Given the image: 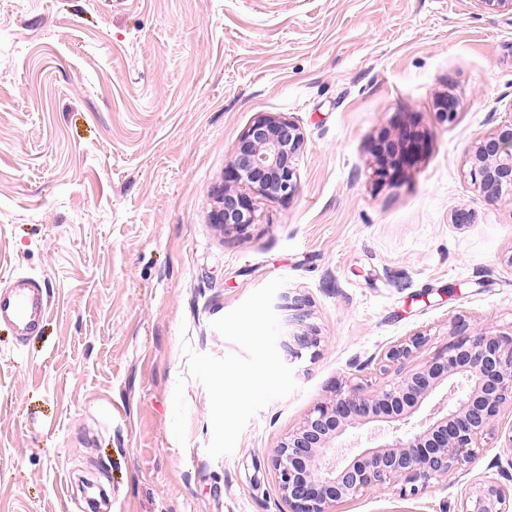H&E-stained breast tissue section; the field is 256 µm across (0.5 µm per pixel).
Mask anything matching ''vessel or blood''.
<instances>
[{
  "label": "vessel or blood",
  "instance_id": "obj_1",
  "mask_svg": "<svg viewBox=\"0 0 512 512\" xmlns=\"http://www.w3.org/2000/svg\"><path fill=\"white\" fill-rule=\"evenodd\" d=\"M48 312V299L38 281L18 275L10 291H0V322H10L18 336L35 333Z\"/></svg>",
  "mask_w": 512,
  "mask_h": 512
}]
</instances>
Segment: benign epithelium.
<instances>
[{
    "instance_id": "benign-epithelium-1",
    "label": "benign epithelium",
    "mask_w": 512,
    "mask_h": 512,
    "mask_svg": "<svg viewBox=\"0 0 512 512\" xmlns=\"http://www.w3.org/2000/svg\"><path fill=\"white\" fill-rule=\"evenodd\" d=\"M305 147L300 126L284 116L261 115L241 137L224 172L213 219L245 227L255 221L257 195L288 199L298 191L296 161ZM471 181L488 202L512 194V120L496 127L470 151ZM458 340L446 353L408 373L390 389L364 395L340 392L318 405L276 446L273 467L288 512H335L371 486L394 479L399 494L415 496L437 474L471 462L492 434L504 404H512V336L452 323ZM423 335L393 346L389 361L408 358ZM428 414L411 418L425 404ZM370 428L372 446L336 459V441L350 430ZM455 512H512V499L485 480L464 496Z\"/></svg>"
}]
</instances>
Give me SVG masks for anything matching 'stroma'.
Segmentation results:
<instances>
[{
	"mask_svg": "<svg viewBox=\"0 0 512 512\" xmlns=\"http://www.w3.org/2000/svg\"><path fill=\"white\" fill-rule=\"evenodd\" d=\"M266 113L304 133L299 190L215 224ZM510 119L512 10L474 0H0V287L28 274L50 299L26 341L0 323V512H90L85 480L102 512H288L271 457L318 404L443 354L455 317L512 332V194L489 203L469 176L472 145ZM276 278L296 390L214 459L209 396L187 378L179 445L184 348L234 352L213 321ZM511 429L506 405L469 466L337 510L511 491Z\"/></svg>",
	"mask_w": 512,
	"mask_h": 512,
	"instance_id": "obj_1",
	"label": "stroma"
}]
</instances>
